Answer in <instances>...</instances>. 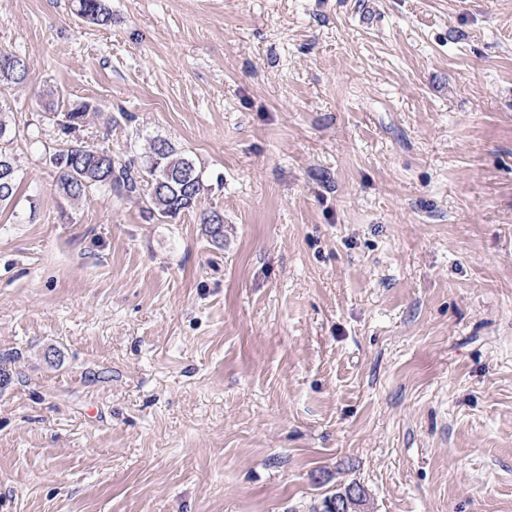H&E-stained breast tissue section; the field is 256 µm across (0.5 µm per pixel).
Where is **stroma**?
Instances as JSON below:
<instances>
[{"label":"stroma","mask_w":512,"mask_h":512,"mask_svg":"<svg viewBox=\"0 0 512 512\" xmlns=\"http://www.w3.org/2000/svg\"><path fill=\"white\" fill-rule=\"evenodd\" d=\"M107 4L0 0V512H512V0ZM83 100L194 209L63 196ZM73 10L81 18L105 26L112 21V13L106 0H74ZM13 56L15 64L4 63L3 58L6 56ZM28 68L26 62L7 51H0V87L2 85L20 84L26 80ZM91 111H94V108L89 102L75 103L62 115L61 119H57L60 122L58 124L61 125L62 130L70 133L82 125L86 115ZM0 170L8 173L12 170L11 178L8 183L2 184L0 187V206L7 205L13 198L18 187V170L15 166L13 159L7 155L2 154L0 150Z\"/></svg>","instance_id":"1"}]
</instances>
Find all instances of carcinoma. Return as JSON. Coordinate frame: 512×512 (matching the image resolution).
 Here are the masks:
<instances>
[{"label":"carcinoma","mask_w":512,"mask_h":512,"mask_svg":"<svg viewBox=\"0 0 512 512\" xmlns=\"http://www.w3.org/2000/svg\"><path fill=\"white\" fill-rule=\"evenodd\" d=\"M73 10L81 18L105 26L112 21L106 0H74ZM8 52L0 51V86L20 84L26 80V62L15 57V63H5ZM93 111L88 102L75 103L61 119V129L70 133L79 128L86 115ZM56 169L58 190L72 200H79L96 190L115 192L118 196L142 197L150 210L176 217L192 209L205 190L200 169L192 159L177 153L166 143L153 145L142 166L132 158L122 159L106 150L90 148L81 143L66 147L50 157ZM0 170L11 173L8 182L0 185V206L8 204L18 187L17 167L13 159L0 153ZM211 239L224 238V217L216 212L200 216Z\"/></svg>","instance_id":"cac0c4a2"}]
</instances>
